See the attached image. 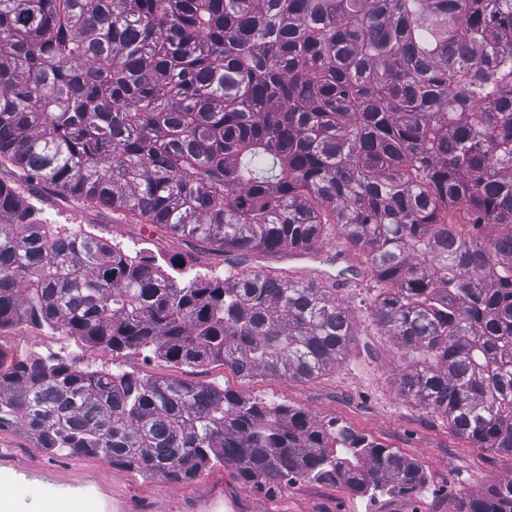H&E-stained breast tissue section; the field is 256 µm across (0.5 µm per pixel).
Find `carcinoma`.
I'll list each match as a JSON object with an SVG mask.
<instances>
[{"mask_svg": "<svg viewBox=\"0 0 512 512\" xmlns=\"http://www.w3.org/2000/svg\"><path fill=\"white\" fill-rule=\"evenodd\" d=\"M0 160L118 217L243 256L336 232L402 395L512 456V0H0ZM89 350L312 380L355 318L336 289L261 269L177 280L33 218L0 182V327ZM188 482L335 476L417 495L419 465L346 426L119 365L0 356V428ZM456 512H512V480Z\"/></svg>", "mask_w": 512, "mask_h": 512, "instance_id": "obj_1", "label": "carcinoma"}]
</instances>
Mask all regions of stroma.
Listing matches in <instances>:
<instances>
[{
    "mask_svg": "<svg viewBox=\"0 0 512 512\" xmlns=\"http://www.w3.org/2000/svg\"><path fill=\"white\" fill-rule=\"evenodd\" d=\"M19 192L48 224L83 228L107 241L141 245L159 264L176 263L186 277L220 276L243 267L280 275L288 254L248 256L203 248L138 220L115 218L91 203L63 200L47 186H20ZM328 234L312 249L308 264L325 274V283L352 310L357 328L342 360L311 381L274 375L243 377L220 363L175 365L157 357L127 355L126 370L146 377L177 378L225 387L245 399H263L310 413L322 424L351 427L358 434L416 461L423 492L410 496L355 493L344 481L295 478L274 490L245 486L234 465L213 463L191 482L152 478L92 456H53L37 448L17 427L0 429V480L9 484L18 512H65L71 501L89 512H454L459 500L478 497L498 482L512 479V458L472 447L446 418L401 396L399 378L410 361L395 340L367 319L374 283L364 266L347 267L331 255L344 248ZM9 357L20 352L62 356L72 337L24 323L13 325Z\"/></svg>",
    "mask_w": 512,
    "mask_h": 512,
    "instance_id": "obj_1",
    "label": "stroma"
}]
</instances>
